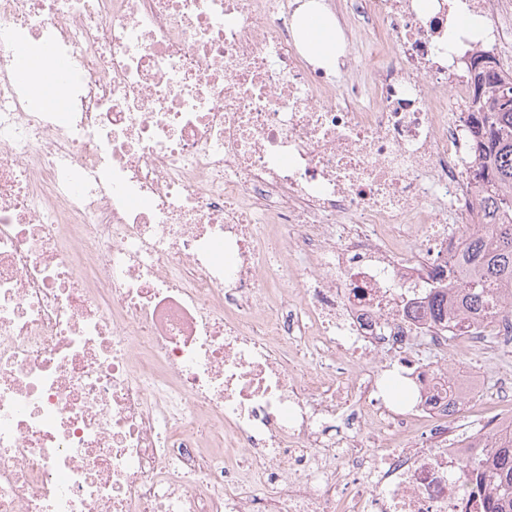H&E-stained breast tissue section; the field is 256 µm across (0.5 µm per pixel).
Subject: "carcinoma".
<instances>
[{"instance_id": "obj_1", "label": "carcinoma", "mask_w": 512, "mask_h": 512, "mask_svg": "<svg viewBox=\"0 0 512 512\" xmlns=\"http://www.w3.org/2000/svg\"><path fill=\"white\" fill-rule=\"evenodd\" d=\"M477 92L472 149L479 163L471 173L478 201L477 228H465L455 270L457 300L466 312L500 313L512 292V107L504 108L501 89L512 87V74L483 52L471 60ZM489 479L495 490L490 512H512V435L500 440L491 464L463 463L461 474Z\"/></svg>"}]
</instances>
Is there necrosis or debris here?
<instances>
[{
    "label": "necrosis or debris",
    "instance_id": "1",
    "mask_svg": "<svg viewBox=\"0 0 512 512\" xmlns=\"http://www.w3.org/2000/svg\"><path fill=\"white\" fill-rule=\"evenodd\" d=\"M0 0V512H487L512 314L434 323L477 199L448 0ZM512 41V0H464ZM60 62L37 108L23 52ZM297 13V24L303 31V36L301 37L302 49L309 61L319 66L336 67L339 62V54L335 27H332L328 22L324 25L323 22L311 17L308 21L318 22L321 31L318 34H314V37H309L305 31L306 19L313 14H319L322 18L324 15L319 10L318 4L313 2L303 3Z\"/></svg>",
    "mask_w": 512,
    "mask_h": 512
}]
</instances>
